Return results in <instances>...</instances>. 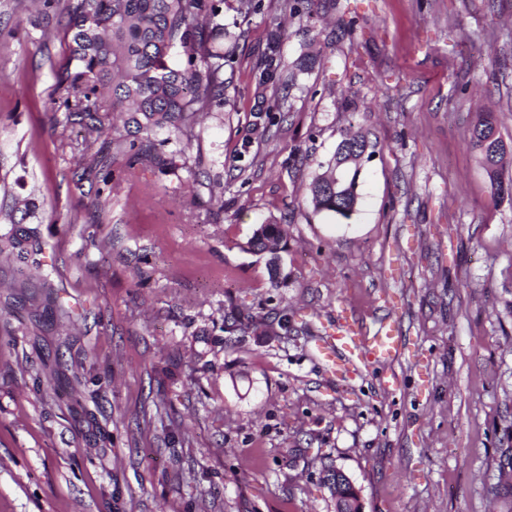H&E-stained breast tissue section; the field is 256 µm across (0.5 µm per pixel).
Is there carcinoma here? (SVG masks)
Wrapping results in <instances>:
<instances>
[{
	"label": "carcinoma",
	"mask_w": 512,
	"mask_h": 512,
	"mask_svg": "<svg viewBox=\"0 0 512 512\" xmlns=\"http://www.w3.org/2000/svg\"><path fill=\"white\" fill-rule=\"evenodd\" d=\"M237 14L248 18L280 7L297 13L302 0H237ZM71 35L69 68L61 77L67 95L62 101L63 117L55 124L67 129L80 122L85 139L80 156L86 166L78 174L88 179L110 167L116 156L126 158L132 168L154 164L179 180L195 175L188 150L195 129L206 113L224 104L233 69L238 37L224 25V0H65L60 10ZM282 33H269L257 74L260 86L283 83ZM111 101L112 111L125 112L124 126H134L138 137L128 139L114 127L105 126L99 112L102 97ZM473 147L479 151L491 179L494 194L512 197V179L503 181L502 169L508 155L497 135L493 117L487 113L474 125ZM172 144L170 157L163 158L158 147ZM373 152L363 135H344L336 145L326 171L311 183L314 211L348 219L356 209L360 162L370 161ZM95 191L94 204H109L112 173ZM36 203L24 198L14 206L0 209V256L25 267L32 279L46 289V302L58 308L62 328L72 324L73 312L58 303L51 289L50 273L40 258L43 245L37 228L27 219L34 216ZM287 237L282 224L264 222L248 240V251L262 254L267 241ZM325 483L335 500L336 512H361L353 486L337 482L330 469Z\"/></svg>",
	"instance_id": "1"
}]
</instances>
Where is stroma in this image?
Instances as JSON below:
<instances>
[{
  "mask_svg": "<svg viewBox=\"0 0 512 512\" xmlns=\"http://www.w3.org/2000/svg\"><path fill=\"white\" fill-rule=\"evenodd\" d=\"M234 15L228 101L190 151L199 185L118 160L101 210L77 129L53 122L65 30L0 0V183L33 193L60 301L83 315L61 335L0 259V512H335L331 467L364 512H512V200L470 141L489 112L512 145V0ZM278 24L286 62L317 64L276 91L255 74ZM348 132L375 153L334 219L309 187ZM264 221L288 229L276 279L245 248ZM234 308L257 325L228 344ZM282 311L294 334L270 331ZM343 315L365 334L390 320L412 356L337 370L316 344Z\"/></svg>",
  "mask_w": 512,
  "mask_h": 512,
  "instance_id": "1",
  "label": "stroma"
}]
</instances>
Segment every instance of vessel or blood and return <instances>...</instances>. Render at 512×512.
Instances as JSON below:
<instances>
[{"mask_svg":"<svg viewBox=\"0 0 512 512\" xmlns=\"http://www.w3.org/2000/svg\"><path fill=\"white\" fill-rule=\"evenodd\" d=\"M318 349L325 358L341 369L358 365H383L400 359L405 354L402 337L384 324L370 336L352 334L347 323H339L335 331L324 336Z\"/></svg>","mask_w":512,"mask_h":512,"instance_id":"obj_1","label":"vessel or blood"}]
</instances>
